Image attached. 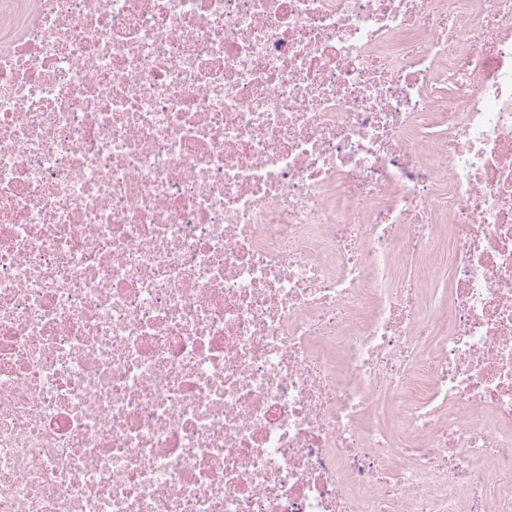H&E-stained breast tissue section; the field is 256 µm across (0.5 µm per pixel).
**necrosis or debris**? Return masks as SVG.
<instances>
[{
    "mask_svg": "<svg viewBox=\"0 0 512 512\" xmlns=\"http://www.w3.org/2000/svg\"><path fill=\"white\" fill-rule=\"evenodd\" d=\"M0 512H512V0H0Z\"/></svg>",
    "mask_w": 512,
    "mask_h": 512,
    "instance_id": "4bbe7bcc",
    "label": "necrosis or debris"
}]
</instances>
